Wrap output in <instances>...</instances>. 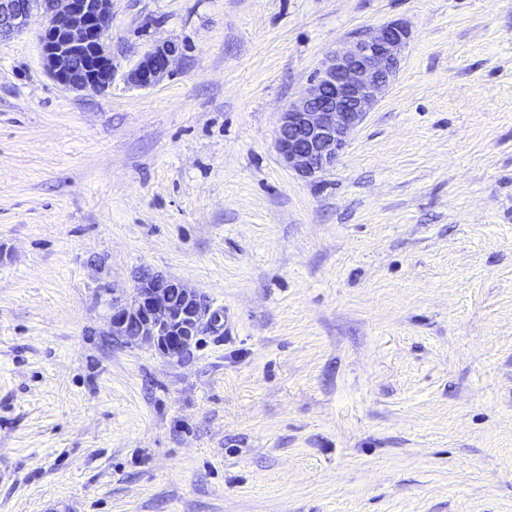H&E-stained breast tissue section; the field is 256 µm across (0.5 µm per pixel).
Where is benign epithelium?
<instances>
[{"label": "benign epithelium", "instance_id": "obj_1", "mask_svg": "<svg viewBox=\"0 0 512 512\" xmlns=\"http://www.w3.org/2000/svg\"><path fill=\"white\" fill-rule=\"evenodd\" d=\"M112 0H0V37L18 31L34 8L47 25L40 43L49 77L74 92H100L112 83L108 39ZM409 38L400 22L384 25L337 48L310 87L279 113L276 143L286 168L313 179L333 167L350 135L395 78ZM178 54L174 43L146 52L128 74L137 88L159 84ZM207 308L202 295L161 273L138 276L133 293L112 302V336L155 347L182 359L201 332Z\"/></svg>", "mask_w": 512, "mask_h": 512}]
</instances>
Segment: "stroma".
<instances>
[{
    "label": "stroma",
    "instance_id": "1",
    "mask_svg": "<svg viewBox=\"0 0 512 512\" xmlns=\"http://www.w3.org/2000/svg\"><path fill=\"white\" fill-rule=\"evenodd\" d=\"M393 21L299 177L281 110ZM43 24L0 38V512H512V0H112L101 93ZM144 270L217 315L183 360L111 335ZM408 38L407 26L392 22L332 52L305 93L279 114L276 143L286 168L313 179L333 167L395 78ZM174 43L156 45L146 52L128 74V81L137 88L155 87L170 72V65L178 54Z\"/></svg>",
    "mask_w": 512,
    "mask_h": 512
}]
</instances>
